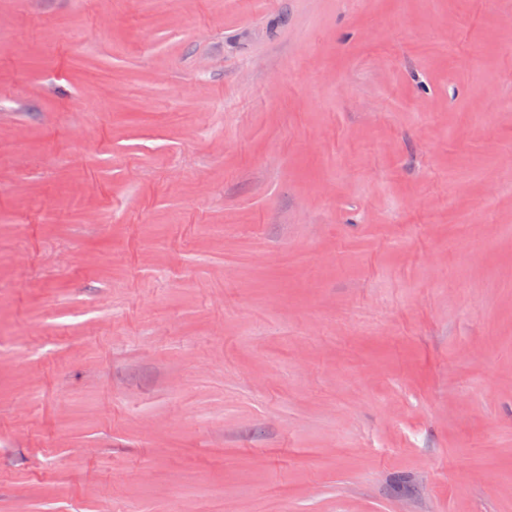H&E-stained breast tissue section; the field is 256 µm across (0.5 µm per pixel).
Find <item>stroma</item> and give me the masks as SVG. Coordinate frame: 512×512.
<instances>
[{
	"mask_svg": "<svg viewBox=\"0 0 512 512\" xmlns=\"http://www.w3.org/2000/svg\"><path fill=\"white\" fill-rule=\"evenodd\" d=\"M512 0H0V512H512Z\"/></svg>",
	"mask_w": 512,
	"mask_h": 512,
	"instance_id": "35a3bbf8",
	"label": "stroma"
}]
</instances>
